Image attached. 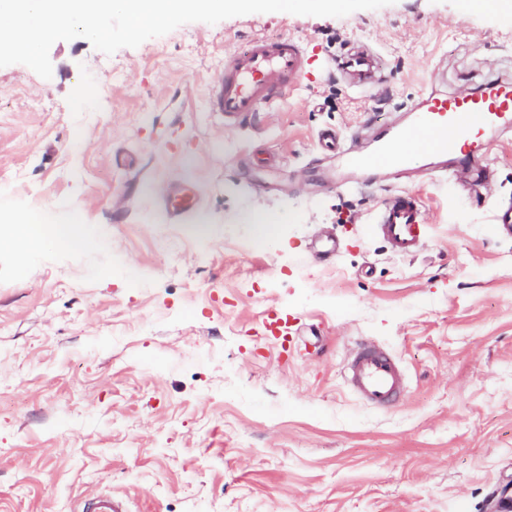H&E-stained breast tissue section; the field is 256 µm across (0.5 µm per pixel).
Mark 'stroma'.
I'll list each match as a JSON object with an SVG mask.
<instances>
[{"label": "stroma", "instance_id": "1", "mask_svg": "<svg viewBox=\"0 0 512 512\" xmlns=\"http://www.w3.org/2000/svg\"><path fill=\"white\" fill-rule=\"evenodd\" d=\"M301 39L287 101L225 125L205 110L228 50ZM371 46L380 81L338 72ZM45 79L0 67V228L43 214L35 253L0 243V512H490L512 481V133L491 132V190L422 177L425 244L374 226L396 186L342 192L318 134L351 140L428 87L512 75V13L395 0L341 18L191 22L107 55L55 42ZM88 94L76 100V86ZM173 187L198 194L174 216ZM82 208L81 251L55 231ZM339 240L317 263L314 241ZM292 318L280 352L261 313ZM400 362L380 410L344 379L356 341ZM78 512H126L121 501L108 494H99L86 499Z\"/></svg>", "mask_w": 512, "mask_h": 512}]
</instances>
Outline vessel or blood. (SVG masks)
<instances>
[{"label": "vessel or blood", "mask_w": 512, "mask_h": 512, "mask_svg": "<svg viewBox=\"0 0 512 512\" xmlns=\"http://www.w3.org/2000/svg\"><path fill=\"white\" fill-rule=\"evenodd\" d=\"M309 65L301 42L293 36L258 37L241 50L230 52L211 88L208 109L225 120L244 122L261 107L285 102L296 92ZM347 74L373 80L376 59L367 51H349L336 58ZM405 124L389 123L373 132L376 144L368 153L355 152L335 131H322L323 150L343 157L365 173L389 170L406 173L419 162L430 161L433 176H447L449 169L481 181L489 150L487 131L512 130V80L500 78L476 88L447 93H422L410 108ZM430 137L429 148L411 146L415 134ZM425 222L421 198L412 192L393 193L383 202L377 226L392 253L406 257L421 248ZM351 388L375 406L393 405L405 389L404 373L393 356L376 344L364 342L354 348L346 367ZM80 512H126L121 501L108 494L86 499Z\"/></svg>", "instance_id": "vessel-or-blood-1"}]
</instances>
